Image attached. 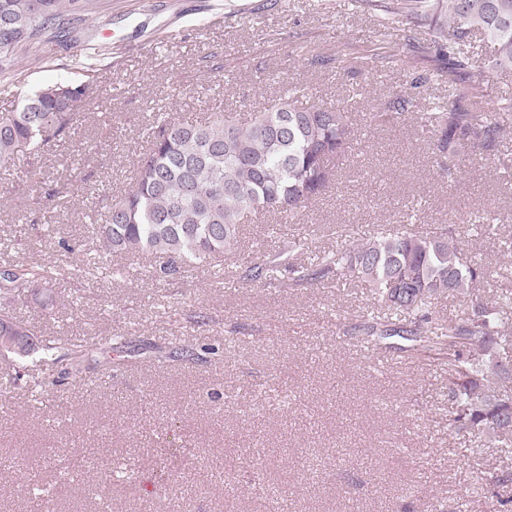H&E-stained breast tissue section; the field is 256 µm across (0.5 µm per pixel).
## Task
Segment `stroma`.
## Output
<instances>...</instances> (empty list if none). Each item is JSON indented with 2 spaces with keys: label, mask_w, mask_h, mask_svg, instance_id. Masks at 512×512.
<instances>
[{
  "label": "stroma",
  "mask_w": 512,
  "mask_h": 512,
  "mask_svg": "<svg viewBox=\"0 0 512 512\" xmlns=\"http://www.w3.org/2000/svg\"><path fill=\"white\" fill-rule=\"evenodd\" d=\"M446 24L442 13L409 26L360 0H97L80 41L106 46L90 80L87 116L57 151L32 159L19 151L0 171V264L19 258L53 265L63 238L86 239L95 214L85 196L50 210L44 230L20 219L37 184L67 179L113 188L129 183L155 114L202 119L240 116L291 94L342 104L352 148L331 188L287 224L258 218L239 253L268 250L305 235L309 247L352 245L399 226L447 227L483 268L480 294L512 286V70L489 71L476 93L502 132L494 148L459 158L448 174L430 165V144L414 123L376 127L368 115L413 77L423 83L419 112H442L458 87L441 76L426 48ZM224 50V70L200 58ZM344 57L345 69L314 65ZM72 50L22 61V87L0 81V106L44 85L81 78ZM97 152L78 156L82 144ZM95 281L59 277L55 314L15 303L13 313L43 336H110L159 344H213L210 362L145 361L96 369L64 381L57 402L33 400L22 377L0 399V457L34 475L19 486L0 472V512H30L42 496L49 512H96L88 484H112L111 512H279L267 489L284 484L290 512H488L481 476L497 455L448 429L447 376L436 363L411 361L400 338L365 353L351 325L377 313L365 288H253L237 260L221 281L190 271L147 284L136 258L116 256ZM211 317L207 331L188 316ZM169 479L145 502L143 484Z\"/></svg>",
  "instance_id": "obj_1"
}]
</instances>
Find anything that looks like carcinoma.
I'll return each mask as SVG.
<instances>
[{"label": "carcinoma", "mask_w": 512, "mask_h": 512, "mask_svg": "<svg viewBox=\"0 0 512 512\" xmlns=\"http://www.w3.org/2000/svg\"><path fill=\"white\" fill-rule=\"evenodd\" d=\"M448 45L480 33L494 47L491 67L512 69V0H447ZM94 8L93 0H0V76L17 78L20 59L40 60L49 45L63 41ZM406 23L435 8L433 0H407L383 5ZM461 99H472L485 72L459 74ZM377 104L376 125L415 118L432 144L431 160L441 170L468 147L492 148L501 132L487 113L416 112L414 90ZM92 86L55 82L0 109V169L15 164L22 147L38 157L51 151L75 129L89 105ZM349 113L340 105L303 104L293 96L271 99L261 112L242 120L212 112L200 121L157 119L150 140L140 152L132 185L117 193L92 188V204L100 212L93 235L99 259L129 252L161 256L152 281L167 282L188 269L206 272L236 248L244 218L263 211L291 219L326 191L336 163L352 149ZM80 192L71 180L44 191L43 206ZM303 238L284 240L239 271L246 284L265 285L280 271L288 273L284 288L359 281L369 288L384 315L354 326L365 342L376 345L392 336L408 341L403 351L433 359L448 371V428L484 437L512 449V361L499 347L512 334V301H471L463 315L441 322L433 307L440 296H466L482 278L480 265L455 234L438 231H396L370 235L349 248L317 251ZM55 274L27 259L0 266V355L21 368L47 373L39 384L49 394L59 379L78 381L94 368L110 370L133 364L124 336L88 337L78 343L36 335L9 309L14 301L32 299L52 305L49 291ZM203 348L152 345L148 359L157 366L181 360L206 363ZM492 512H509L512 473L487 472L482 478Z\"/></svg>", "instance_id": "1"}]
</instances>
